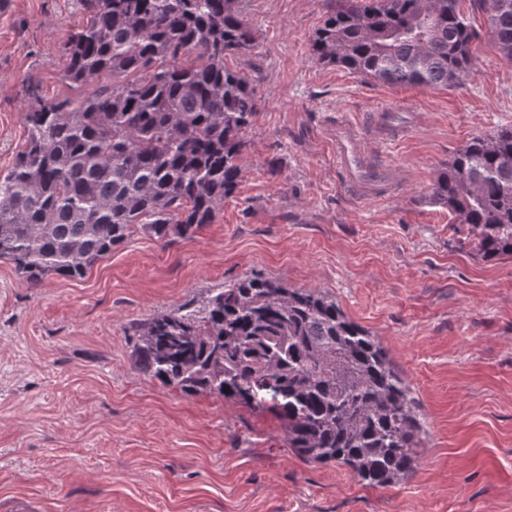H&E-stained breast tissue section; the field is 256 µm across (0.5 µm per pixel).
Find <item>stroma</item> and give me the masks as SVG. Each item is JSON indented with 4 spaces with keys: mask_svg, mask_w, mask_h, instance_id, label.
<instances>
[{
    "mask_svg": "<svg viewBox=\"0 0 512 512\" xmlns=\"http://www.w3.org/2000/svg\"><path fill=\"white\" fill-rule=\"evenodd\" d=\"M328 4L242 0L255 47L234 63L258 113L213 223L165 242L134 229L80 279L33 285L0 261V512H512V257L482 260L428 201L469 140L512 128V58L465 0L475 73L381 85L312 59ZM86 22L80 0H0V172L34 99L73 92L63 48ZM382 111L403 138L372 129ZM341 121L365 126L372 165L395 171L376 196L339 183L325 130ZM252 273L329 292L377 336L425 431L405 481L307 462L274 415L135 364V325Z\"/></svg>",
    "mask_w": 512,
    "mask_h": 512,
    "instance_id": "stroma-1",
    "label": "stroma"
}]
</instances>
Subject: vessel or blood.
<instances>
[{
    "label": "vessel or blood",
    "instance_id": "obj_1",
    "mask_svg": "<svg viewBox=\"0 0 512 512\" xmlns=\"http://www.w3.org/2000/svg\"><path fill=\"white\" fill-rule=\"evenodd\" d=\"M329 139L336 148V156L345 173L349 186L371 192L379 189L387 180V172L371 169L364 139L348 124H339L328 131Z\"/></svg>",
    "mask_w": 512,
    "mask_h": 512
}]
</instances>
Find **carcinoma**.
<instances>
[{"mask_svg": "<svg viewBox=\"0 0 512 512\" xmlns=\"http://www.w3.org/2000/svg\"><path fill=\"white\" fill-rule=\"evenodd\" d=\"M312 39L319 63L388 85L451 87L473 72L478 32L461 0H332ZM64 44L75 88L34 101L26 147L0 174V260L32 284L80 279L132 228L164 241L213 223L238 187L251 78L227 65L254 49L238 0H81ZM512 57V0H475ZM429 201L448 208L487 260L512 256V129L471 139ZM142 372L273 413L288 447L387 487L417 468L423 426L387 351L336 298L260 274L135 326Z\"/></svg>", "mask_w": 512, "mask_h": 512, "instance_id": "cac0c4a2", "label": "carcinoma"}]
</instances>
